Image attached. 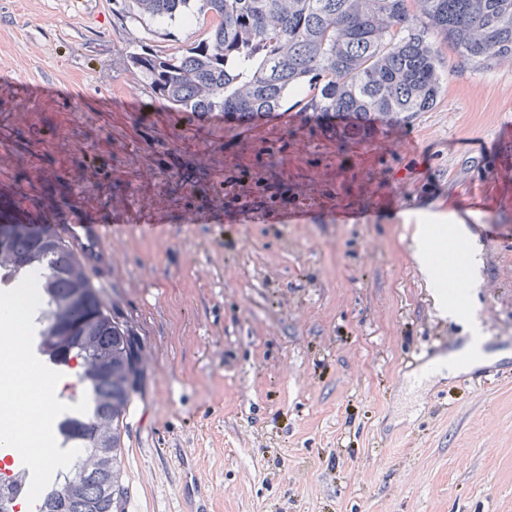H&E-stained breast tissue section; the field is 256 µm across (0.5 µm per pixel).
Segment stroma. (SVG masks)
<instances>
[{"mask_svg":"<svg viewBox=\"0 0 512 512\" xmlns=\"http://www.w3.org/2000/svg\"><path fill=\"white\" fill-rule=\"evenodd\" d=\"M198 25L128 0H0V192L19 224L112 225L99 295L142 347L121 429L124 512H512V376L471 366L416 387L403 362L480 331L512 363V58L440 51L433 110L366 141L294 104L283 128L170 111L129 52ZM85 186L90 196H77ZM353 206L364 220L341 224ZM455 214L478 249L442 314L414 258L416 211ZM140 224L159 230L142 235Z\"/></svg>","mask_w":512,"mask_h":512,"instance_id":"1","label":"stroma"}]
</instances>
